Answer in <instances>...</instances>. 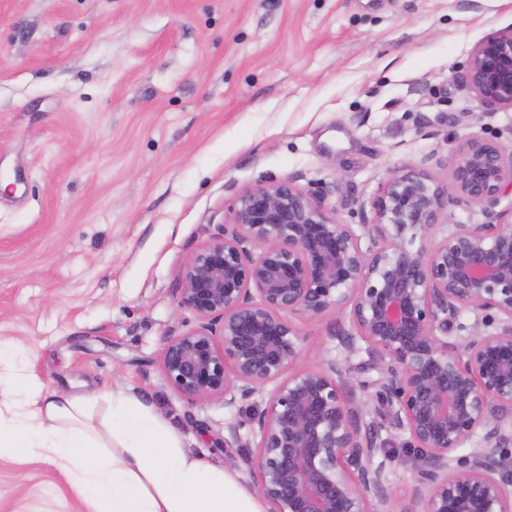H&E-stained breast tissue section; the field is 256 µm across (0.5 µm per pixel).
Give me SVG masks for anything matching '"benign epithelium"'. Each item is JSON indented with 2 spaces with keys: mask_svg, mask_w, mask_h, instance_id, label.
Here are the masks:
<instances>
[{
  "mask_svg": "<svg viewBox=\"0 0 512 512\" xmlns=\"http://www.w3.org/2000/svg\"><path fill=\"white\" fill-rule=\"evenodd\" d=\"M466 81L481 104L512 109V28L476 47ZM450 176L485 222L440 226L441 191L421 172H393L375 221L358 226L280 180L239 193L231 223L185 261L179 306L197 324L167 337L160 368L181 396L235 412L231 438L249 428L268 512H407L386 488L395 444L362 430L336 361L296 369L292 316L329 312L347 323L343 345L358 338L379 356V398L423 461L419 512H512V209L494 210L512 191V143L467 137Z\"/></svg>",
  "mask_w": 512,
  "mask_h": 512,
  "instance_id": "7a95c632",
  "label": "benign epithelium"
}]
</instances>
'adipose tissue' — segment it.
I'll return each mask as SVG.
<instances>
[{"label": "adipose tissue", "mask_w": 512, "mask_h": 512, "mask_svg": "<svg viewBox=\"0 0 512 512\" xmlns=\"http://www.w3.org/2000/svg\"><path fill=\"white\" fill-rule=\"evenodd\" d=\"M24 350L0 341V449L52 462L95 512H265L238 475L184 447L179 430L134 395L98 398L43 388Z\"/></svg>", "instance_id": "adipose-tissue-1"}]
</instances>
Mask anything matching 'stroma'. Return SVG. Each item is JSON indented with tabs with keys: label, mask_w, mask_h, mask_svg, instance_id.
I'll return each instance as SVG.
<instances>
[{
	"label": "stroma",
	"mask_w": 512,
	"mask_h": 512,
	"mask_svg": "<svg viewBox=\"0 0 512 512\" xmlns=\"http://www.w3.org/2000/svg\"><path fill=\"white\" fill-rule=\"evenodd\" d=\"M510 28L512 0H0V340L46 388L135 393L253 486V436L231 439L223 404L179 396L159 366L196 322L184 262L272 180L370 224L390 174L423 169L441 223L483 222L449 164L466 136L512 139V110L463 79ZM294 322L301 368L337 360L362 424L402 445L365 344L341 347L331 313ZM420 466L403 447L387 466L405 512ZM89 510L53 464L0 457V512Z\"/></svg>",
	"instance_id": "stroma-1"
}]
</instances>
